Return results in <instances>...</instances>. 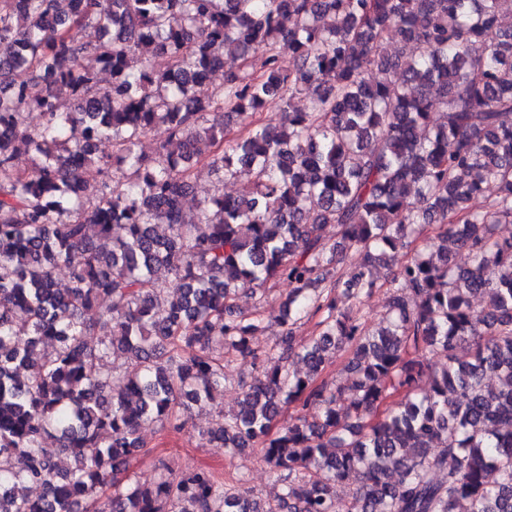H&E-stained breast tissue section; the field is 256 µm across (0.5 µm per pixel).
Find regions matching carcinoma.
Listing matches in <instances>:
<instances>
[{
  "label": "carcinoma",
  "mask_w": 512,
  "mask_h": 512,
  "mask_svg": "<svg viewBox=\"0 0 512 512\" xmlns=\"http://www.w3.org/2000/svg\"><path fill=\"white\" fill-rule=\"evenodd\" d=\"M508 14L512 0H0V512H512ZM272 108L280 123L256 119ZM200 164L246 176L244 193L186 209ZM349 252L359 267L337 273ZM278 280L293 288L265 316ZM380 289L374 328L362 307ZM268 321L275 341L252 347ZM342 349L333 385L320 375ZM117 351L131 369L105 366ZM233 362L250 370L240 408L200 437L261 445L270 494L203 468L133 479L142 424L183 430Z\"/></svg>",
  "instance_id": "cac0c4a2"
}]
</instances>
